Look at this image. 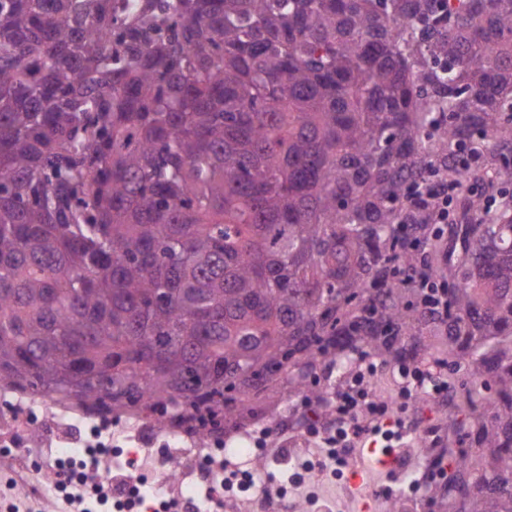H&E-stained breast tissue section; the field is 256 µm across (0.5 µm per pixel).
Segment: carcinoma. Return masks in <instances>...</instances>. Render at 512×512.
Masks as SVG:
<instances>
[{
	"label": "carcinoma",
	"mask_w": 512,
	"mask_h": 512,
	"mask_svg": "<svg viewBox=\"0 0 512 512\" xmlns=\"http://www.w3.org/2000/svg\"><path fill=\"white\" fill-rule=\"evenodd\" d=\"M510 187L512 0H0V387L232 420L437 353L486 414L429 496L512 512ZM373 360L374 363L377 365V372L373 379L378 380L380 377H382L390 391L396 396V387L391 376V370L398 364L406 363L407 361L383 363L376 359ZM374 363L371 359H368L367 357L363 356L362 358H360L357 366L359 378H362L365 375L369 376L370 374H372L374 372Z\"/></svg>",
	"instance_id": "1"
}]
</instances>
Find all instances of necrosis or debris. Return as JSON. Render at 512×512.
Returning <instances> with one entry per match:
<instances>
[{"instance_id":"4bbe7bcc","label":"necrosis or debris","mask_w":512,"mask_h":512,"mask_svg":"<svg viewBox=\"0 0 512 512\" xmlns=\"http://www.w3.org/2000/svg\"><path fill=\"white\" fill-rule=\"evenodd\" d=\"M320 388L316 413L306 412L302 399L281 402L241 426L219 430L185 420L184 409L173 406L160 416L108 406L91 410L53 394L5 388L0 390V455L13 466L14 498L29 505L52 504L61 493V477L78 479L85 463L94 459L99 477L123 466L131 485L154 496L146 508L135 498H122L113 512H160L158 502L169 494L188 504L190 512H208L213 488L235 512H288V484L272 478L266 468L280 453L266 431L281 420L295 438L305 435L320 442L333 434L336 386L324 379ZM57 421L73 433L44 452L30 435Z\"/></svg>"}]
</instances>
